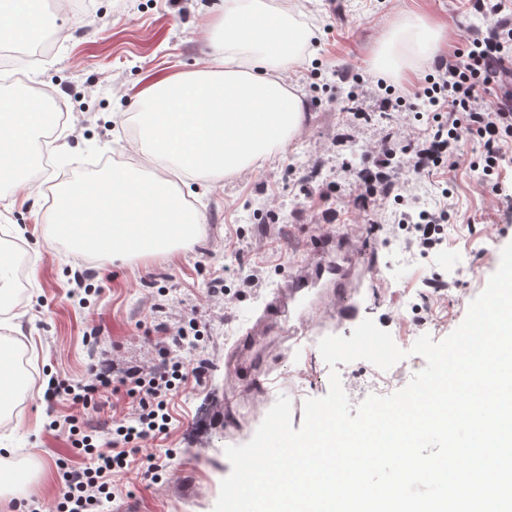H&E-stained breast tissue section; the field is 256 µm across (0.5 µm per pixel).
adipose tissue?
I'll return each mask as SVG.
<instances>
[{"mask_svg": "<svg viewBox=\"0 0 512 512\" xmlns=\"http://www.w3.org/2000/svg\"><path fill=\"white\" fill-rule=\"evenodd\" d=\"M441 30L422 17L392 29L375 61L402 71L408 53L433 59ZM307 32L286 8L265 0H223L204 69L155 81L135 114L138 155L187 180L238 175L297 135L306 103L289 88ZM44 114L33 101L0 96V157L30 155Z\"/></svg>", "mask_w": 512, "mask_h": 512, "instance_id": "1", "label": "adipose tissue"}]
</instances>
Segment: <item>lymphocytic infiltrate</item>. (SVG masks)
<instances>
[{
	"instance_id": "f902f5d3",
	"label": "lymphocytic infiltrate",
	"mask_w": 512,
	"mask_h": 512,
	"mask_svg": "<svg viewBox=\"0 0 512 512\" xmlns=\"http://www.w3.org/2000/svg\"><path fill=\"white\" fill-rule=\"evenodd\" d=\"M506 0H478L479 12L493 24L467 38L427 77L414 97L431 121L423 133L399 136L389 132L378 145L373 167L359 174L361 191L355 202L367 204L392 184L390 164L402 154L412 171L432 174L457 169L463 156L459 143L464 132L476 134L482 143L480 183L498 174L512 145V94L505 92L512 80V13ZM196 320H189L158 344V360L149 366H131L119 377L94 370L85 382L57 381L53 394H65L76 404L90 405L96 393H125L136 402L126 419L96 427L68 417L69 439L83 461L65 467L55 512H104L116 498L114 477L127 469L141 447L168 434L169 405L188 384L202 386L206 363L185 368L179 351L197 346L201 339Z\"/></svg>"
}]
</instances>
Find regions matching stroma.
I'll return each instance as SVG.
<instances>
[{
    "instance_id": "obj_1",
    "label": "stroma",
    "mask_w": 512,
    "mask_h": 512,
    "mask_svg": "<svg viewBox=\"0 0 512 512\" xmlns=\"http://www.w3.org/2000/svg\"><path fill=\"white\" fill-rule=\"evenodd\" d=\"M91 3L88 12L55 9L63 36L24 73L29 86L48 89L64 105L67 122L41 134L48 163L37 181L0 187V225H18V240L33 256L28 286L16 302L21 325L16 341L36 382L78 381L92 364L102 370L150 364L165 327L174 326L184 310L197 308L209 329L198 347L183 349L181 356L190 364L205 360L206 382L172 400L167 436L144 447L116 477V500L138 499L144 512H213L231 471L226 447L248 442L273 405L267 389H254L251 373L225 377L224 351L252 326L269 293L312 260L316 236L356 246L363 286L350 299L360 317L373 318L395 337L427 334L436 341L460 325L497 269L495 252L512 243V148L497 184L479 183L471 164L480 158V140L469 133L460 143L467 165L444 175L398 171L391 195L365 211L353 205L356 175L372 165L379 131L404 134L423 125L414 109L379 112L369 97L356 104L370 112V122L351 113L353 77L378 78L372 60L383 33L409 15H423L442 29L437 54L444 57L487 22L470 0H297L313 32L304 63L288 74L289 85L307 104L301 135L250 172L187 186L189 201L206 221L194 246L123 263L82 258L51 241L48 194L106 156L155 174V166L131 152L130 117L153 78L203 68L209 26L221 0ZM331 181L340 182V197L320 199L322 184ZM443 206L448 222L442 245L412 261L399 260L402 212ZM253 272L261 287L245 284ZM80 273L87 289L76 285ZM217 277L224 293L213 297L208 287ZM433 278L447 281V290L427 288ZM334 295V286L323 284L301 307L311 321L308 343L291 338L294 320L284 316L250 347L255 372L269 374L270 387L289 398L296 429L305 400L326 395L330 371H338L354 405L366 398L365 384L375 371L363 360L333 370L323 361L318 341L351 337L354 328L329 317ZM404 296L413 298V306L401 305ZM14 406L12 421L0 423V448L12 449L11 467L32 473L24 502L52 507L61 485L59 460H80L62 426L73 409L41 391L16 398ZM152 455L170 458L158 481L148 472Z\"/></svg>"
}]
</instances>
